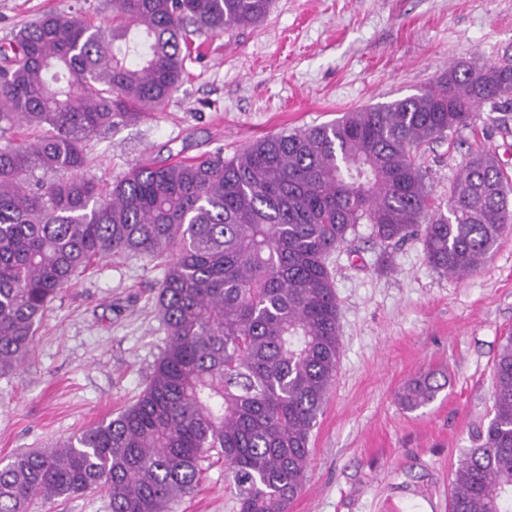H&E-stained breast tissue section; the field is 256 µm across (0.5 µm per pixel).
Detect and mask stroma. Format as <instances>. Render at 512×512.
<instances>
[{"mask_svg":"<svg viewBox=\"0 0 512 512\" xmlns=\"http://www.w3.org/2000/svg\"><path fill=\"white\" fill-rule=\"evenodd\" d=\"M47 13L112 22L103 0H0V46ZM475 61L512 62V0H273L258 26L204 38L157 118L93 135L89 171L109 184L151 156H229L264 135L417 94L448 67ZM477 150L495 152L512 174V111L482 110L420 147L439 201ZM382 251L362 224L329 257L342 349L289 512H448L461 452L491 417L493 363L512 334V229L464 278L431 267L417 237L393 248L385 268ZM162 277L159 262L128 256L62 289L29 358L0 375V460L66 441L134 400L165 347ZM426 370L445 376V387L405 409L401 389ZM236 510L216 454L172 507Z\"/></svg>","mask_w":512,"mask_h":512,"instance_id":"stroma-1","label":"stroma"}]
</instances>
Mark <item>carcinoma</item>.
Listing matches in <instances>:
<instances>
[{"label": "carcinoma", "instance_id": "1", "mask_svg": "<svg viewBox=\"0 0 512 512\" xmlns=\"http://www.w3.org/2000/svg\"><path fill=\"white\" fill-rule=\"evenodd\" d=\"M272 0H108L112 25L44 15L0 50V374L31 351L53 299L120 255L164 263L167 343L136 400L53 449L0 463V512L86 492L111 512H170L202 462L224 457L238 512H288L342 348L329 256L360 224L387 249L420 234L429 265L466 276L512 225V178L496 154L462 167L447 212L416 162L424 144L512 107V64L448 69L418 94L232 156L149 160L103 185L86 139L164 111L189 36L258 25ZM443 388L423 372L416 410ZM493 416L458 461L448 512H512V336L493 365Z\"/></svg>", "mask_w": 512, "mask_h": 512}]
</instances>
